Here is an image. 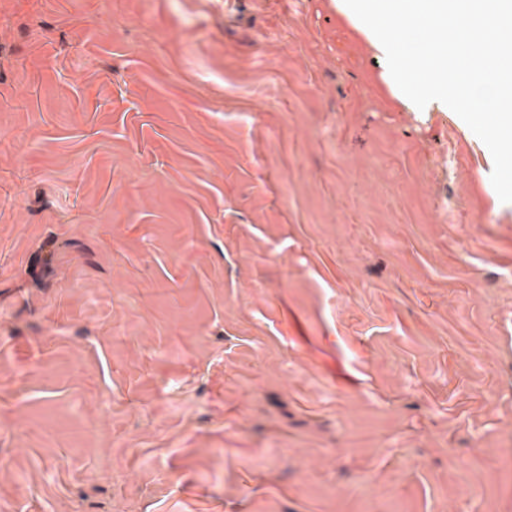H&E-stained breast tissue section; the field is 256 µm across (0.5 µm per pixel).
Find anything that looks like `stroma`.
<instances>
[{"mask_svg": "<svg viewBox=\"0 0 512 512\" xmlns=\"http://www.w3.org/2000/svg\"><path fill=\"white\" fill-rule=\"evenodd\" d=\"M340 0H0V512H512V203Z\"/></svg>", "mask_w": 512, "mask_h": 512, "instance_id": "35a3bbf8", "label": "stroma"}]
</instances>
